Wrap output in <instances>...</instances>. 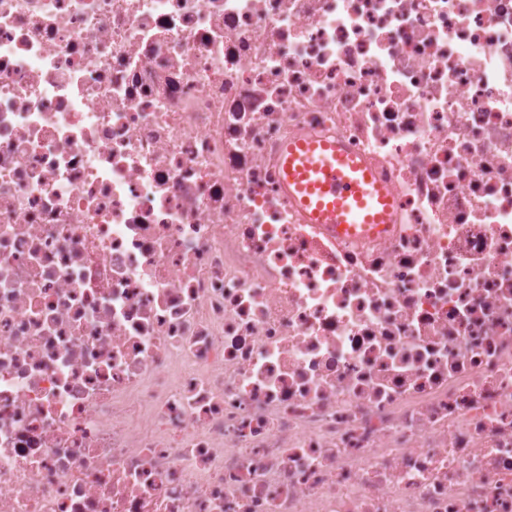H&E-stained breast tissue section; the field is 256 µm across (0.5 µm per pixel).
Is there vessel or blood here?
Wrapping results in <instances>:
<instances>
[{"label": "vessel or blood", "instance_id": "vessel-or-blood-1", "mask_svg": "<svg viewBox=\"0 0 512 512\" xmlns=\"http://www.w3.org/2000/svg\"><path fill=\"white\" fill-rule=\"evenodd\" d=\"M282 168L289 192L314 223L335 225L338 233L349 235L359 229L375 234L387 224L391 194L336 144L288 143Z\"/></svg>", "mask_w": 512, "mask_h": 512}]
</instances>
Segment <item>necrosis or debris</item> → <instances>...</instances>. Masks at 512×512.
Segmentation results:
<instances>
[{"label": "necrosis or debris", "mask_w": 512, "mask_h": 512, "mask_svg": "<svg viewBox=\"0 0 512 512\" xmlns=\"http://www.w3.org/2000/svg\"><path fill=\"white\" fill-rule=\"evenodd\" d=\"M0 512H512V0H0ZM282 168L288 191L315 224H334L341 234L368 235L388 223L391 194L336 144L290 142L283 151ZM355 224H364L361 234Z\"/></svg>", "instance_id": "necrosis-or-debris-1"}]
</instances>
